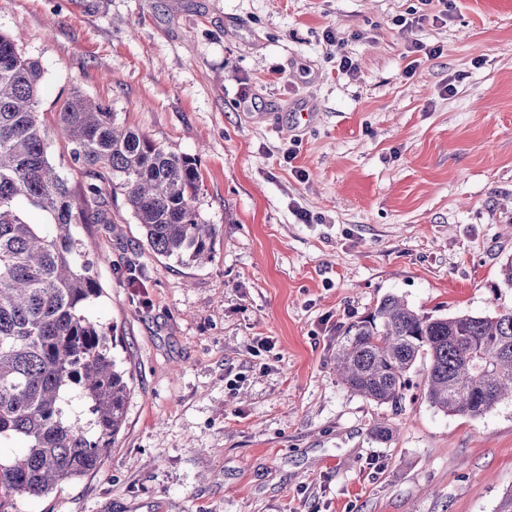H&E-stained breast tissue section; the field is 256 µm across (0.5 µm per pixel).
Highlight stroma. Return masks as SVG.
I'll return each instance as SVG.
<instances>
[{"label":"stroma","instance_id":"1","mask_svg":"<svg viewBox=\"0 0 512 512\" xmlns=\"http://www.w3.org/2000/svg\"><path fill=\"white\" fill-rule=\"evenodd\" d=\"M0 33L40 64L46 124L78 92L194 157L218 227L183 265L122 195L91 225L89 312L131 375L126 424L97 473L25 512H496L512 400L446 415L420 364L400 407L379 405L336 352L388 295L512 308V0H0Z\"/></svg>","mask_w":512,"mask_h":512}]
</instances>
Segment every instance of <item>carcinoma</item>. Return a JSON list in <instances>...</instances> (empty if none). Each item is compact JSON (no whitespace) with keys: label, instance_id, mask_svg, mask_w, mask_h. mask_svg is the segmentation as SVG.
Listing matches in <instances>:
<instances>
[{"label":"carcinoma","instance_id":"obj_1","mask_svg":"<svg viewBox=\"0 0 512 512\" xmlns=\"http://www.w3.org/2000/svg\"><path fill=\"white\" fill-rule=\"evenodd\" d=\"M41 80L40 65L0 33V448L18 449L0 455V512L97 471L126 422L128 372L115 337L88 312L102 288L81 229L112 223L100 183L124 196L147 247L164 258L208 260L217 233L195 209V159L78 93L49 130ZM54 136L90 177L80 192L48 157ZM29 210L44 221H30ZM421 361L432 407L485 414L512 398V309L434 316L388 295L348 329L336 367L352 392L396 407Z\"/></svg>","mask_w":512,"mask_h":512}]
</instances>
